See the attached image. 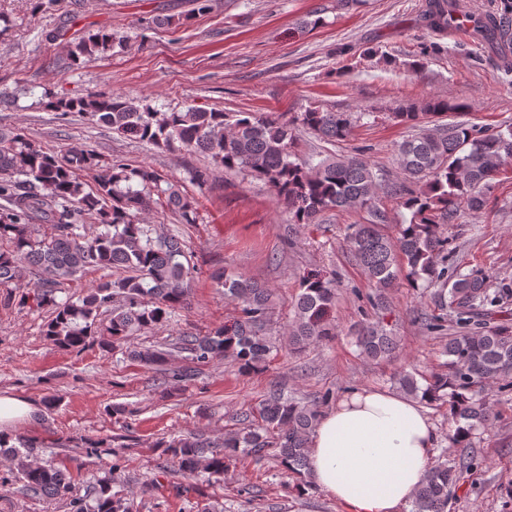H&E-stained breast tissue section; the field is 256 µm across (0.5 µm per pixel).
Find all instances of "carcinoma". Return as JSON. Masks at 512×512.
Returning a JSON list of instances; mask_svg holds the SVG:
<instances>
[{
  "mask_svg": "<svg viewBox=\"0 0 512 512\" xmlns=\"http://www.w3.org/2000/svg\"><path fill=\"white\" fill-rule=\"evenodd\" d=\"M422 17L432 31H443L457 21L449 0H427ZM126 43V37L107 30L84 32L69 41L61 66L69 69L122 50ZM38 103L62 125L77 114L120 138L157 149L203 153L227 174L257 176L285 204L292 224H313L333 210L366 212V221L352 225L346 243L374 286L371 305L386 308L384 290L402 272L414 288L440 286L433 296L438 313L424 318L426 328L442 329L451 309L455 325L464 329L448 337L440 372L419 380L404 371L396 379L407 394L447 407L448 440L451 447L461 449L430 467L408 512H450L456 489L476 465L469 449L498 418L485 399V389L497 382L512 385V326L488 322L475 333L467 331L471 313L496 305L498 294L508 289L490 293L484 275L460 272L448 278V240L439 225L454 221L464 207L475 212L483 208L496 177L512 164V127L493 131L466 121L436 127L434 118L464 110L462 103L439 97L394 113L414 128V134L398 146L401 182L388 188L403 199L410 218L391 237L383 227L388 217L379 208V179L367 159L354 155L304 165L292 160L296 129L305 128L327 141H344L357 122L351 112L314 107L290 118L193 107L161 112L145 100L136 103L105 90L68 97L46 89ZM98 170L94 185H88L84 176ZM186 181L200 189L219 188L208 167L188 169ZM155 205L169 210L178 224H196L200 218L198 199L183 183L165 180L147 166L108 162L90 145L55 150L21 128H0V242L8 244L0 249V304L33 302L52 308L45 336L57 347L76 352L98 336L102 348L113 350L128 337L169 322L188 305L194 267L178 234L160 233L140 219ZM44 225L50 233L42 236L38 228ZM89 269H112L121 275L104 277L75 299H57L63 282L74 281ZM211 277L224 288V296L240 304L238 317L204 336L182 335L175 343L128 352L170 377L175 389L194 380L199 366L223 358H232L243 372L260 371L275 349L269 336L271 290L222 267ZM335 298L334 277L320 271L303 276L287 324L290 348L302 350L336 335L330 318ZM107 308L112 316L101 329L98 316ZM354 343L359 354L372 360L387 358L398 349L380 318L363 325ZM177 355L185 365L172 370L170 361ZM319 417V405L273 389L258 418L243 416L234 432L213 439L190 432L157 442L159 473L181 477L174 485L181 494L197 488L201 472L221 479L240 458L272 460L291 488L306 495L313 490L308 444ZM71 445L85 449L88 456H116L122 449L108 438L58 443L62 448ZM38 448L36 442L0 432V454L14 465L26 491L63 501L69 512H133V500L112 492L113 475L98 481L90 503L76 493L67 469L39 460Z\"/></svg>",
  "mask_w": 512,
  "mask_h": 512,
  "instance_id": "1",
  "label": "carcinoma"
}]
</instances>
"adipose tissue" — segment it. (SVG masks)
Listing matches in <instances>:
<instances>
[{
    "label": "adipose tissue",
    "instance_id": "ef3b65f1",
    "mask_svg": "<svg viewBox=\"0 0 512 512\" xmlns=\"http://www.w3.org/2000/svg\"><path fill=\"white\" fill-rule=\"evenodd\" d=\"M436 445L435 428L418 402L360 388L317 423L310 471L342 512H401L431 467Z\"/></svg>",
    "mask_w": 512,
    "mask_h": 512
}]
</instances>
